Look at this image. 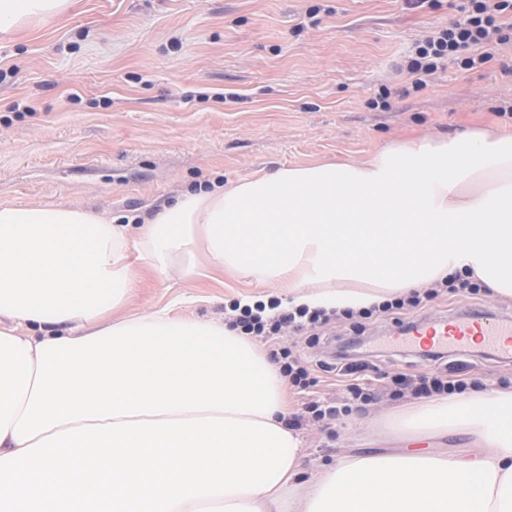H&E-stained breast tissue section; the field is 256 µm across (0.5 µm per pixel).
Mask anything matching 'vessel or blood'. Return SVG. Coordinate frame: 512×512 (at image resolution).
I'll return each mask as SVG.
<instances>
[{
	"label": "vessel or blood",
	"mask_w": 512,
	"mask_h": 512,
	"mask_svg": "<svg viewBox=\"0 0 512 512\" xmlns=\"http://www.w3.org/2000/svg\"><path fill=\"white\" fill-rule=\"evenodd\" d=\"M475 336L491 351L512 358V321L492 319L479 309L464 318L451 321L443 319L428 327L415 326L407 342L416 351L422 352L428 349L444 350L451 346L463 347Z\"/></svg>",
	"instance_id": "obj_1"
}]
</instances>
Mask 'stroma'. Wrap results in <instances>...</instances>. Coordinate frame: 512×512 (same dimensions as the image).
<instances>
[{"instance_id": "1", "label": "stroma", "mask_w": 512, "mask_h": 512, "mask_svg": "<svg viewBox=\"0 0 512 512\" xmlns=\"http://www.w3.org/2000/svg\"><path fill=\"white\" fill-rule=\"evenodd\" d=\"M457 15L453 0H78L73 11L18 33H0V199L73 205L143 217L209 176L245 179L317 160L362 161L409 137L484 128L512 130V43L492 63H456L417 89L405 69L416 45ZM272 284L221 269L193 280L141 269L125 311L173 306L177 315L223 320L241 296H276ZM478 308L512 317V301L481 291L439 292L408 320ZM386 314L339 319L276 345L312 367L315 386L288 389L289 414L311 400L342 402L350 379L337 347L360 340L373 394L362 409L306 420L303 465L315 473L341 454L399 450L375 432L414 395L399 373L461 368L469 384L512 387V359L482 347L433 362L390 341Z\"/></svg>"}]
</instances>
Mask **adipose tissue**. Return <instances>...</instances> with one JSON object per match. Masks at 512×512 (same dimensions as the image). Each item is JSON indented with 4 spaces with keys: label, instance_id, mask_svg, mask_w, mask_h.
<instances>
[{
    "label": "adipose tissue",
    "instance_id": "1",
    "mask_svg": "<svg viewBox=\"0 0 512 512\" xmlns=\"http://www.w3.org/2000/svg\"><path fill=\"white\" fill-rule=\"evenodd\" d=\"M75 0H0V32ZM291 308L358 311L471 274L512 299V133L209 180L136 222L0 201V512H512V389L423 400L394 454L306 475L280 369L238 328L113 317L199 255ZM461 433L460 451L422 450Z\"/></svg>",
    "mask_w": 512,
    "mask_h": 512
}]
</instances>
